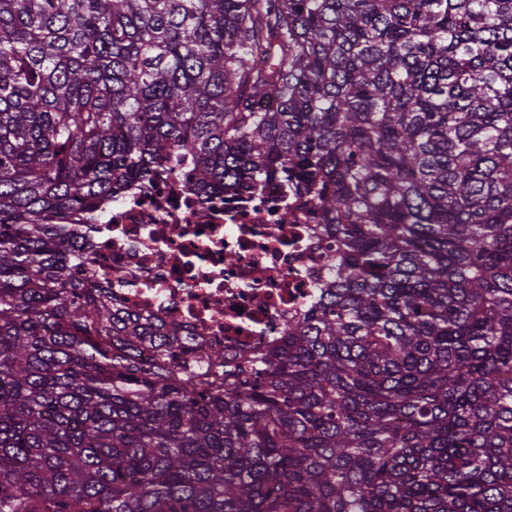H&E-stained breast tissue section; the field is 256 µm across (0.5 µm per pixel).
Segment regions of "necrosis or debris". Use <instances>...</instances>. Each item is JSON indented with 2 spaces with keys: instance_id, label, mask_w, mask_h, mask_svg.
I'll list each match as a JSON object with an SVG mask.
<instances>
[{
  "instance_id": "1",
  "label": "necrosis or debris",
  "mask_w": 512,
  "mask_h": 512,
  "mask_svg": "<svg viewBox=\"0 0 512 512\" xmlns=\"http://www.w3.org/2000/svg\"><path fill=\"white\" fill-rule=\"evenodd\" d=\"M187 158L104 202L95 270L131 311L225 353L275 341L330 281L317 211L270 184L230 203L199 195Z\"/></svg>"
}]
</instances>
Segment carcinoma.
Instances as JSON below:
<instances>
[{
    "label": "carcinoma",
    "instance_id": "obj_1",
    "mask_svg": "<svg viewBox=\"0 0 512 512\" xmlns=\"http://www.w3.org/2000/svg\"><path fill=\"white\" fill-rule=\"evenodd\" d=\"M179 154L336 241L252 352L76 272ZM0 512H512V0H0Z\"/></svg>",
    "mask_w": 512,
    "mask_h": 512
}]
</instances>
